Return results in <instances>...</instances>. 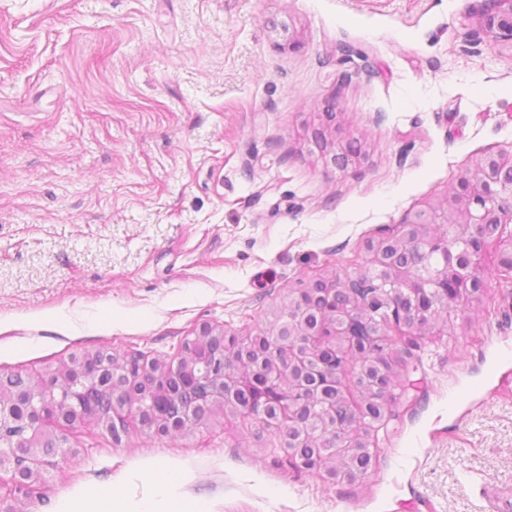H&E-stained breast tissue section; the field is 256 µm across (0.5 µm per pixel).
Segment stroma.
<instances>
[{
  "instance_id": "obj_1",
  "label": "stroma",
  "mask_w": 512,
  "mask_h": 512,
  "mask_svg": "<svg viewBox=\"0 0 512 512\" xmlns=\"http://www.w3.org/2000/svg\"><path fill=\"white\" fill-rule=\"evenodd\" d=\"M481 0H0V377L101 348L175 360L210 325L245 339L296 292L361 269L366 246L512 152V51L476 37ZM297 38L298 48L288 46ZM352 51L340 65V47ZM364 161L305 137L328 99ZM397 339L364 478L284 469L225 413L76 456L26 512H512V279ZM174 468L165 490L152 469ZM323 136L324 134L319 129H315L311 135V141L315 146H317L321 150L322 158L325 160L326 164L331 162L335 166L344 169L347 168L349 164L356 165L361 163V153H355L350 158L346 157L345 159L339 157L340 154L336 153V151L332 155H330V153H325L326 146L324 147Z\"/></svg>"
}]
</instances>
